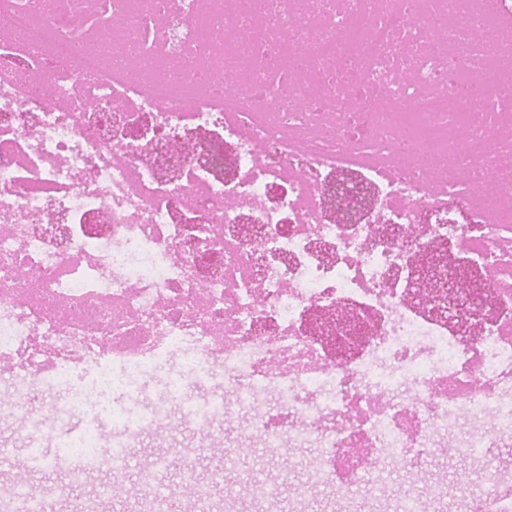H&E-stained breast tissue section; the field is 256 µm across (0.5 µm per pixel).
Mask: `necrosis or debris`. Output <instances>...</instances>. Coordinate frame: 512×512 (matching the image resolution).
<instances>
[{"mask_svg": "<svg viewBox=\"0 0 512 512\" xmlns=\"http://www.w3.org/2000/svg\"><path fill=\"white\" fill-rule=\"evenodd\" d=\"M0 417L168 354L379 499L512 444V0H0ZM476 270L429 309L415 264ZM347 307L335 348L308 316Z\"/></svg>", "mask_w": 512, "mask_h": 512, "instance_id": "necrosis-or-debris-1", "label": "necrosis or debris"}]
</instances>
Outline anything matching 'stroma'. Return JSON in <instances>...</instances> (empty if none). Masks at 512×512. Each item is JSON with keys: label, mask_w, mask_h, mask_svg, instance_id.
I'll return each mask as SVG.
<instances>
[{"label": "stroma", "mask_w": 512, "mask_h": 512, "mask_svg": "<svg viewBox=\"0 0 512 512\" xmlns=\"http://www.w3.org/2000/svg\"><path fill=\"white\" fill-rule=\"evenodd\" d=\"M177 374L176 363H160L151 373L141 378L136 391L128 402L132 412L148 411L151 405L164 398ZM12 448L13 460L0 459V487L8 486L21 478L33 488L62 482L59 469L36 468L20 471L18 459L29 451L23 424L12 418H0V446ZM254 441L235 430L223 436L208 439L190 428H177L168 420H160L142 437L131 455L127 470L119 475L103 469L94 473L80 489L53 506V512H80L82 503L92 496L98 485L112 483L115 493L111 500L102 502L99 512H130L138 502L152 497L154 489L141 480V473L150 469L157 455H165L171 464L165 470L163 482L168 491L181 497L185 512H192L193 501L185 497V481L180 467L174 459L186 457L194 465V479L204 483L211 471L224 460V451L236 449V465L225 472V482L232 483L246 476L256 484L274 483L279 487L277 499L269 501L243 494L232 505H225L222 491H212L214 512H395V507L408 487L427 490L435 483L444 484L448 495L443 502L426 500V512H465V498L459 489L460 479L479 484L490 473L512 474V447L489 449L487 458L471 459L456 454L450 440L432 448L429 455L417 468L391 484L385 500L378 505L359 498L346 500L339 486L312 488L309 471L315 464L316 448L310 445L289 444L270 457L261 458L253 452Z\"/></svg>", "instance_id": "stroma-1"}]
</instances>
